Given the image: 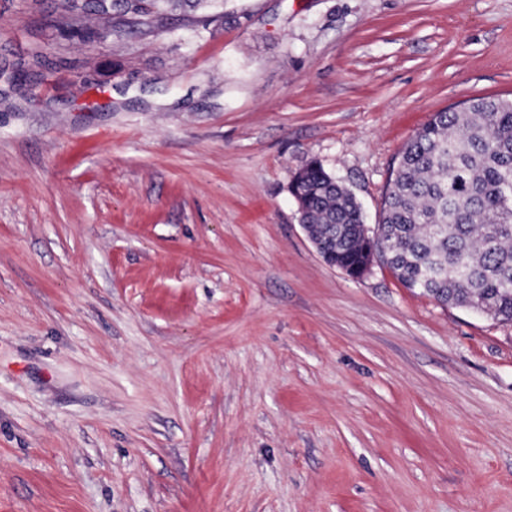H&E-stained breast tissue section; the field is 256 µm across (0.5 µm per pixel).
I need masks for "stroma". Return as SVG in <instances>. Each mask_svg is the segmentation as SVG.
I'll list each match as a JSON object with an SVG mask.
<instances>
[{
    "mask_svg": "<svg viewBox=\"0 0 512 512\" xmlns=\"http://www.w3.org/2000/svg\"><path fill=\"white\" fill-rule=\"evenodd\" d=\"M43 4L0 0V512H512V323L329 266L289 190L377 223L434 113L512 98V0ZM216 0H115L112 3L114 13L124 15L127 22L131 20L126 16L130 15L142 20L146 24L149 20L159 16H165V6H177L185 3L190 8H196L203 2H213Z\"/></svg>",
    "mask_w": 512,
    "mask_h": 512,
    "instance_id": "stroma-1",
    "label": "stroma"
}]
</instances>
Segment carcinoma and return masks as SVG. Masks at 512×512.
Listing matches in <instances>:
<instances>
[{"mask_svg": "<svg viewBox=\"0 0 512 512\" xmlns=\"http://www.w3.org/2000/svg\"><path fill=\"white\" fill-rule=\"evenodd\" d=\"M64 26L82 34L85 5L67 0ZM205 0H113L146 23L165 6ZM512 100L478 98L435 113L409 140L384 201L381 244L407 288L446 306L512 322ZM306 223L331 234L330 260L361 259L364 223L348 190L317 161L291 182Z\"/></svg>", "mask_w": 512, "mask_h": 512, "instance_id": "1", "label": "carcinoma"}]
</instances>
